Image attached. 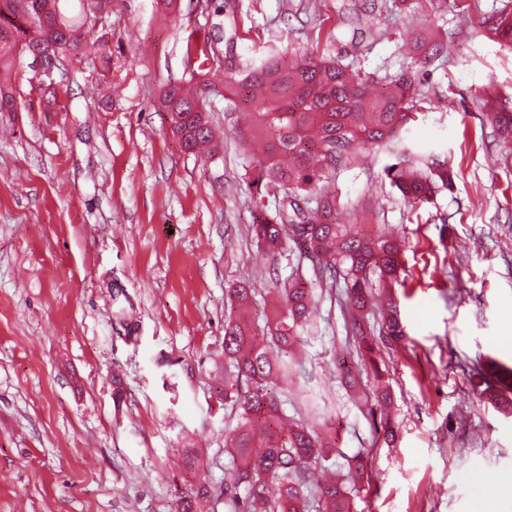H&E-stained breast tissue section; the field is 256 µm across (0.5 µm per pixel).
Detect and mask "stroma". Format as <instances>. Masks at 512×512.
Here are the masks:
<instances>
[{"label":"stroma","mask_w":512,"mask_h":512,"mask_svg":"<svg viewBox=\"0 0 512 512\" xmlns=\"http://www.w3.org/2000/svg\"><path fill=\"white\" fill-rule=\"evenodd\" d=\"M112 0V70L90 58L43 75L20 58L18 102L0 112V512H172L207 482L225 512L224 427L214 398L224 364L227 290L256 288L262 317L274 273L251 238L245 168L254 142L215 97V155L187 153L166 130L159 95L186 77L187 47L213 24L239 23L236 61L275 51L394 75L415 53L405 30H444L451 48L426 67L429 98L415 149L448 158L452 189L409 210L382 177L386 156L336 178L353 222L378 210L404 244L395 288L407 337L379 345L394 391L397 441L374 446L368 420L336 376L352 358L341 291L319 295L317 330L294 373L335 415L336 445L368 454L373 483L354 512H512V389H486L476 363L512 367V154L486 120L487 96L512 99V50L488 31L512 0H437L407 14L385 0ZM120 385H113V377ZM198 448L188 468L183 445Z\"/></svg>","instance_id":"stroma-1"}]
</instances>
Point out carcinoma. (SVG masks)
I'll list each match as a JSON object with an SVG mask.
<instances>
[{"instance_id": "carcinoma-1", "label": "carcinoma", "mask_w": 512, "mask_h": 512, "mask_svg": "<svg viewBox=\"0 0 512 512\" xmlns=\"http://www.w3.org/2000/svg\"><path fill=\"white\" fill-rule=\"evenodd\" d=\"M29 9L0 14V112H11L10 76L23 55L20 44L36 33L60 54L84 50L80 29L103 0H81L77 15L63 0H30ZM498 43L512 48V18L501 17L488 28ZM240 38L232 25L223 40L208 37L187 51L193 67L189 79L167 84L159 103L167 112L171 134L189 153L216 150L207 100L217 93L214 71L218 45L233 55ZM92 53L103 72L112 71V49L99 38ZM415 63L426 65L448 54V37H427L418 45ZM225 100L246 113L252 138L264 143L262 156L248 166L256 211L251 234L272 258L304 252L315 261L316 277L345 289V326L353 337L369 384L354 396L371 419L376 442L387 447L396 435L391 415L393 395L374 347L375 335L389 341L406 337L393 293L399 283L401 241L373 226L337 222L346 203L336 187V173L364 165L373 148L392 162L383 168L407 206L425 204L442 189H452L448 162L410 150L402 134L428 98L413 70L379 80L340 60L294 57L288 66L274 54L260 62L224 71ZM501 141L512 149V102L488 109ZM275 196L274 207L262 202ZM275 301L256 319L251 313L256 289H228L224 319V378L216 393L235 412L236 425L224 433L230 456L225 472L227 512H354L353 501L370 484L366 455L358 454L336 468V428L319 418L291 419L283 397L294 386L293 349L313 328L315 295L308 281L292 272L273 285ZM211 494L204 485L176 499L174 512H210Z\"/></svg>"}]
</instances>
